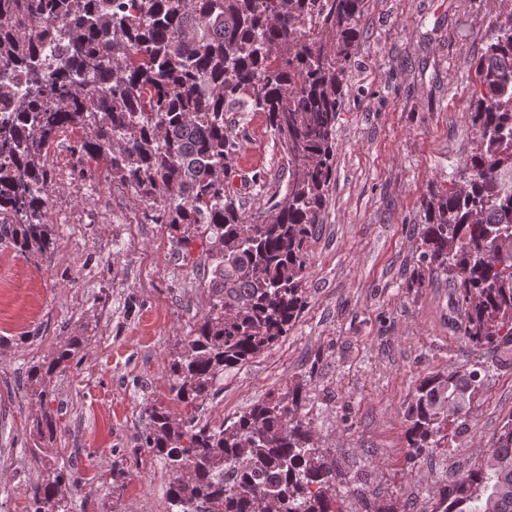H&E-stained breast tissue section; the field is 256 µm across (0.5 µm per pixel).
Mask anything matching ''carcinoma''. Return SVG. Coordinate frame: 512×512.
Here are the masks:
<instances>
[{
    "label": "carcinoma",
    "instance_id": "cac0c4a2",
    "mask_svg": "<svg viewBox=\"0 0 512 512\" xmlns=\"http://www.w3.org/2000/svg\"><path fill=\"white\" fill-rule=\"evenodd\" d=\"M364 0H0V235L20 251L57 243L46 224L49 150H70L87 174L101 165L169 226L190 253L204 242L210 305L173 355L171 390L183 412L146 409L142 445L172 473L168 512H343L336 467L300 410L298 384L220 426L197 419L218 375L275 346L305 307L310 240L320 224L336 152V117ZM472 126L478 148L451 187L425 206L420 260L454 282L460 330L478 347L512 345V13L475 66ZM264 112L288 159L285 194L271 215L247 219L224 188L239 149L224 112ZM81 344L65 339L26 376L43 402L50 378ZM476 366L418 379L405 410L409 459L442 448L482 388ZM58 418L25 426L41 467L27 512H70L64 488L78 477L48 451ZM185 441L182 446L179 441ZM434 512H512V417L487 458L437 492Z\"/></svg>",
    "mask_w": 512,
    "mask_h": 512
}]
</instances>
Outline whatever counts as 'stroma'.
Here are the masks:
<instances>
[{"label": "stroma", "mask_w": 512, "mask_h": 512, "mask_svg": "<svg viewBox=\"0 0 512 512\" xmlns=\"http://www.w3.org/2000/svg\"><path fill=\"white\" fill-rule=\"evenodd\" d=\"M504 13L502 0H366L336 120V154L318 233L308 246L307 304L283 340L221 374L200 409L218 425L295 384L329 461L345 458L365 494L362 512H429L438 486L480 464L512 414V346H473L459 331L447 276L419 271V229L431 193L474 151V60ZM246 169L245 216L284 192L288 164L265 113L228 112ZM61 135L51 149L47 221L54 251L19 252L0 239V512H27L41 479L22 433L40 406L16 381L47 360L59 337L80 338L79 360L51 378L60 421L51 452L79 478L71 512H166L171 472L143 448L146 407L173 406L168 364L207 311L201 244L183 258L168 225L104 170L79 176ZM488 366L483 387L448 428V448L407 460L405 408L433 372ZM126 471L113 493V464Z\"/></svg>", "instance_id": "stroma-1"}]
</instances>
